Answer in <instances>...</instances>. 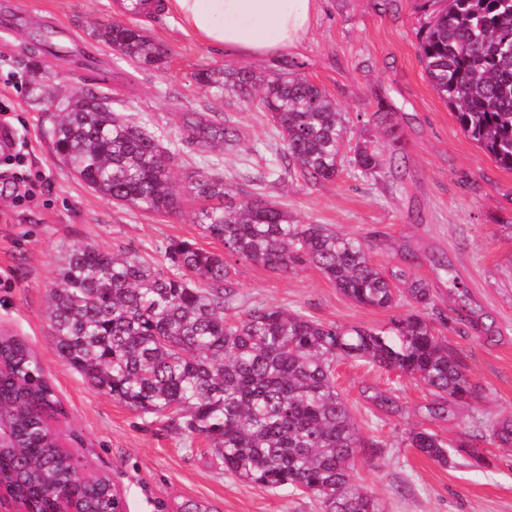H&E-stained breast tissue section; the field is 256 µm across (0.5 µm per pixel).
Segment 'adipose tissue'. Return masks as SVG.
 Returning <instances> with one entry per match:
<instances>
[{
  "label": "adipose tissue",
  "instance_id": "ef3b65f1",
  "mask_svg": "<svg viewBox=\"0 0 512 512\" xmlns=\"http://www.w3.org/2000/svg\"><path fill=\"white\" fill-rule=\"evenodd\" d=\"M181 28L240 59L280 58L296 48L320 0H171Z\"/></svg>",
  "mask_w": 512,
  "mask_h": 512
}]
</instances>
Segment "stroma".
<instances>
[{
  "instance_id": "1",
  "label": "stroma",
  "mask_w": 512,
  "mask_h": 512,
  "mask_svg": "<svg viewBox=\"0 0 512 512\" xmlns=\"http://www.w3.org/2000/svg\"><path fill=\"white\" fill-rule=\"evenodd\" d=\"M109 0H0V15L16 14L0 28V71L18 72L23 83L41 77L54 100L88 88L67 55L48 60L45 39L88 41L95 23L119 20ZM434 8L432 0H322L306 37L281 60H253L267 75L298 64L302 75L323 88L346 114L348 134L338 177L312 185L278 172L282 143L269 115L235 96L215 99L194 81L203 68H241V60L184 34L174 14L140 21L141 29L169 53L160 70L141 71L106 46L99 63L112 72L106 91L112 107L157 134L180 155L174 173L187 185L195 173L217 172L238 196L277 202L304 224H332L343 233L374 236L371 262L384 273L404 271L426 282L429 313L465 362L477 386L474 399L435 420L425 407L426 386L371 364L337 365L336 386L363 434L382 448L360 456L355 476L387 505L388 512H512V451L485 442L488 466L463 460L433 462L410 448L411 428L456 442L476 420L512 414V170L497 165L461 129L453 108L433 89L417 50V32ZM22 85L10 90L18 120L15 146L0 154V173L41 177L37 204L19 202L13 186L0 187V332L20 338L33 351L65 410L54 424L78 464L107 477L126 512H324L307 493L269 490L244 483L224 469L207 438L185 432L171 418L128 408L99 392L53 349L47 296L65 253L81 243L110 251L127 249L163 261L170 241L223 251L193 218L194 205L178 213H151L113 203L91 191L53 155L51 113L32 105ZM197 112L234 128V145L191 143L184 120ZM392 112L401 143L383 169L363 175L349 164L374 113ZM445 258L446 267L436 265ZM465 282L477 327L460 324L458 299L448 290V269ZM237 311L264 304L301 312L343 326L381 330L409 311L362 307L340 293L316 268L295 273L245 261L234 263ZM393 389L399 416H375L362 392Z\"/></svg>"
}]
</instances>
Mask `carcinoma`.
Listing matches in <instances>:
<instances>
[{"instance_id":"1","label":"carcinoma","mask_w":512,"mask_h":512,"mask_svg":"<svg viewBox=\"0 0 512 512\" xmlns=\"http://www.w3.org/2000/svg\"><path fill=\"white\" fill-rule=\"evenodd\" d=\"M90 36L139 70L160 69L168 54L147 33L101 22ZM419 54L437 92L455 110L463 131L503 169L512 170V0H445L419 33ZM200 88L232 94L268 112L283 141L288 173L317 184L340 171L347 119L326 91L293 72L272 79L251 68H206ZM51 129L55 156L90 189L115 203L157 213L177 212L184 198L199 203L197 222L224 252L186 240L165 248V264L135 250L110 252L86 243L67 251L50 290L54 350L95 389L132 409L173 415L190 434L217 448L224 470L270 489L318 496L326 512H383L355 480L357 458L381 443L363 435L336 388L341 360L365 359L425 385L436 420L472 398L476 386L458 352L433 333L428 317L409 311L373 330L323 324L277 306L230 314L236 291L229 259L279 271L318 269L353 302L391 309L401 295L424 309L431 290L416 280L393 287L369 259L370 242L329 224H300L288 210L258 198L232 201L223 176L198 173L184 190L173 183L178 154L146 129L112 110L97 89L67 99ZM375 128L399 141L393 113H375ZM195 140L233 141L214 121L185 120ZM369 137L357 142L351 164L368 175L383 167ZM448 289L466 303L468 290L449 268ZM0 474L14 480L33 512H53L72 497L87 512H119L106 482L88 484L56 448L48 420L62 407L42 367L21 340L0 337ZM375 410L400 415L391 389L365 396ZM512 447V416L476 422L454 445L426 429L408 444L440 464L454 455L486 464V439Z\"/></svg>"}]
</instances>
